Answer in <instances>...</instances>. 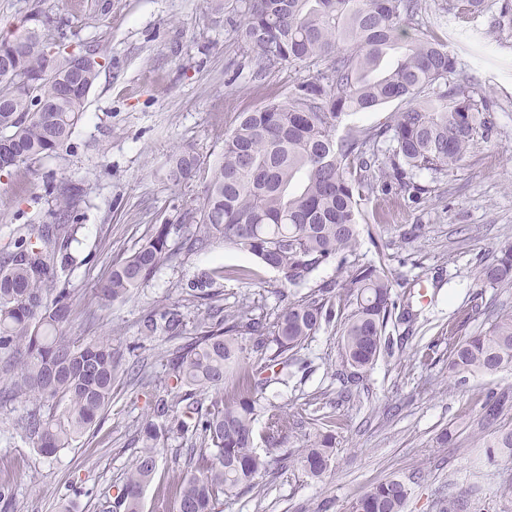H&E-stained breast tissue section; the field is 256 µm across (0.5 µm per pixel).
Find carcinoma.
Wrapping results in <instances>:
<instances>
[{
  "mask_svg": "<svg viewBox=\"0 0 512 512\" xmlns=\"http://www.w3.org/2000/svg\"><path fill=\"white\" fill-rule=\"evenodd\" d=\"M217 13L228 8L250 54L252 73L298 64L316 73L294 84L288 95L244 112L224 133V150L204 187L199 223L186 228L184 246L203 250L216 239L260 259L281 285L301 287L339 255L353 253L360 202L377 187L411 188L422 171L449 170L464 159L475 139L488 132L487 96L477 105L471 87L451 80L457 58L436 36L412 38L410 24L425 10L423 0H208ZM445 11L460 27L486 10L485 0H450ZM44 21L32 13L10 37L0 39V172L28 167L70 145L100 75L89 70L62 90L70 58L66 46L51 43ZM397 102L392 121L370 129H337L357 112H374ZM388 142L387 162L376 166L379 144ZM200 157L191 143L171 155L174 185L191 180ZM82 188L68 186L56 199L61 223L27 226L16 250L0 262V373L3 394L27 405L17 423L42 455H52L87 434L112 400L124 375L120 350L104 338L81 340L65 333L74 315L73 289L60 272L74 265L68 253L71 222ZM172 224L153 227L147 241L112 269L98 288L103 305L123 301L149 282L178 251L169 245ZM490 285L512 282V245L482 269ZM224 277L219 266L190 281L183 301L208 305L192 336L182 304L153 308L141 322L142 338H185L171 353V383L155 401L153 419L140 430L143 450L134 459L111 506L103 512H143V494L157 469L161 442L189 441L190 471L159 494L161 510L215 512L224 497L259 487L271 460L257 445H284L292 426L284 407L260 405L259 394L282 383L297 353L324 326L340 327L344 370L358 380L378 360L390 319H417L410 298L396 300L384 268L352 264L348 277L325 284L272 312L255 313L249 297L224 307L213 289ZM352 305L344 314L346 305ZM254 360L242 359L243 341ZM512 370V311L499 312L486 332L448 344V370L456 384L475 374ZM512 413V390L487 393L477 426L486 465L512 460V428L497 422ZM263 418L261 435L255 422ZM333 456L332 435L301 450L299 463L322 476ZM414 472L373 486L352 501L349 512H403Z\"/></svg>",
  "mask_w": 512,
  "mask_h": 512,
  "instance_id": "obj_1",
  "label": "carcinoma"
}]
</instances>
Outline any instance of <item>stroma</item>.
<instances>
[{"label": "stroma", "instance_id": "1", "mask_svg": "<svg viewBox=\"0 0 512 512\" xmlns=\"http://www.w3.org/2000/svg\"><path fill=\"white\" fill-rule=\"evenodd\" d=\"M426 3L411 35L441 22L458 72L492 99L494 110L488 138L477 140L457 167L417 175L424 188L417 199L397 190L362 203L353 262L382 266L393 294L412 291L418 318L390 327L392 349L348 400L339 396L338 329L322 328L299 352L287 384L263 394L295 416L297 429L270 449L274 465L260 490L224 499L218 512H349L373 485L418 469L425 476L412 485L404 512H440L444 500L467 490L469 512H512V499L497 492L502 471L475 463L479 447L470 427L487 391L512 387V370L463 386L448 372L449 332L474 335L488 329L494 310L512 309V284L492 288L479 278L512 244V28L492 33L487 18H478L486 33L479 40L456 31L451 15H436L438 0ZM34 12L49 18L50 41L95 48L103 66L68 149L35 167L0 172V254L13 251L23 225L53 223L55 195L80 185L82 219L69 246L76 263L64 273L77 302L66 333L110 339L129 374L90 433L50 456L22 438L24 406L1 398L0 475L11 477L16 512H57L64 499L73 512H99L139 455L138 430L168 381L165 355L174 344L141 341L142 316L155 304L180 300L182 284L219 265L249 273L217 282L228 307L244 294L255 306H275L280 282L257 258L219 241L164 265L126 301L101 306L96 289L113 260L144 244L153 225L187 223L200 208L209 169L239 113L287 95L306 72L286 66L253 80L240 30L205 0H0V34ZM182 143L195 146L201 169L176 186L167 169ZM327 415L339 422L335 455L314 478L287 456L315 438ZM447 430L454 440L444 447L439 437ZM186 452L185 440H168L144 493V512H157V492L178 476Z\"/></svg>", "mask_w": 512, "mask_h": 512}]
</instances>
